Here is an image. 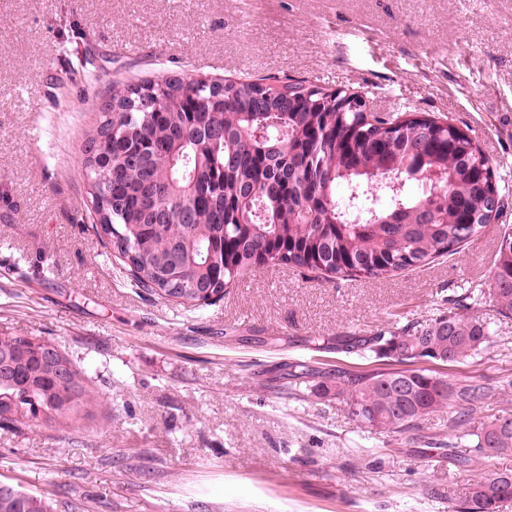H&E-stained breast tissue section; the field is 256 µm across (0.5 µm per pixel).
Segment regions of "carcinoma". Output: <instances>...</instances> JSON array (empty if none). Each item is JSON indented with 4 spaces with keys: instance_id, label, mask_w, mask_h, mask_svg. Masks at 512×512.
I'll return each instance as SVG.
<instances>
[{
    "instance_id": "1",
    "label": "carcinoma",
    "mask_w": 512,
    "mask_h": 512,
    "mask_svg": "<svg viewBox=\"0 0 512 512\" xmlns=\"http://www.w3.org/2000/svg\"><path fill=\"white\" fill-rule=\"evenodd\" d=\"M86 142L92 198L102 233L125 258L131 280L153 293L159 273L178 269L181 296L199 307L263 263L321 271L336 280L382 279L452 256L492 223L499 193L489 160L460 129L341 108L297 83L222 84L162 77L116 82L99 105ZM498 314L512 317V234L503 235L489 281ZM475 291L445 296L425 321L393 324L336 340V350L388 362L366 373L338 370L317 382L365 424L394 437L438 410L450 427L482 409L483 384L442 380L418 361L463 363L491 344L473 316ZM22 336H0V396L26 393L25 411L0 408V430L79 421L94 402L86 371L63 350L65 381ZM73 388L76 397L63 404ZM454 456L512 452V415H495ZM0 512H52L51 502L10 485ZM512 499V473L471 484L456 512H498Z\"/></svg>"
}]
</instances>
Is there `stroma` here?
<instances>
[{
    "mask_svg": "<svg viewBox=\"0 0 512 512\" xmlns=\"http://www.w3.org/2000/svg\"><path fill=\"white\" fill-rule=\"evenodd\" d=\"M302 80L370 111L455 125L505 200L459 253L379 281L256 269L201 310L130 287L93 232L85 144L116 80ZM512 231V0H0V336L61 345L86 368L90 415L0 430V481L55 512H454L477 475L456 467L441 410L391 437L331 397L291 393L289 367L376 368L345 334L435 315L487 285ZM493 336L443 367L491 387L467 424L512 414V318L482 296Z\"/></svg>",
    "mask_w": 512,
    "mask_h": 512,
    "instance_id": "35a3bbf8",
    "label": "stroma"
}]
</instances>
